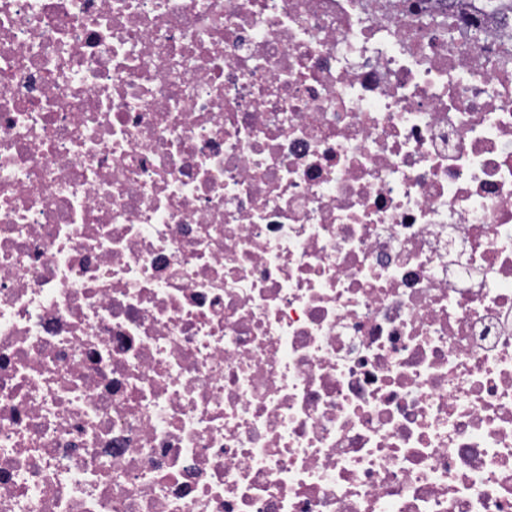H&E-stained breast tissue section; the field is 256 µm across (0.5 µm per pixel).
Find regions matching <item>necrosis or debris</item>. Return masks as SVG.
Here are the masks:
<instances>
[{"label":"necrosis or debris","mask_w":512,"mask_h":512,"mask_svg":"<svg viewBox=\"0 0 512 512\" xmlns=\"http://www.w3.org/2000/svg\"><path fill=\"white\" fill-rule=\"evenodd\" d=\"M0 512H512V20L0 0Z\"/></svg>","instance_id":"obj_1"}]
</instances>
